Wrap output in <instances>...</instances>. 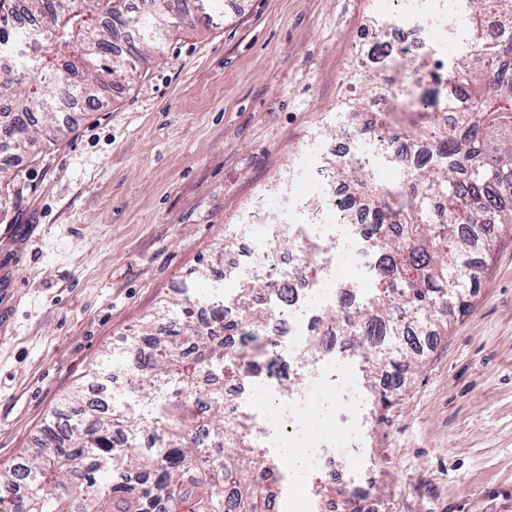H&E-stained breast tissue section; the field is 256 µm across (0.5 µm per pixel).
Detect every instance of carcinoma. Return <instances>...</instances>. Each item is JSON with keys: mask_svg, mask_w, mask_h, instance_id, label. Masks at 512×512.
I'll list each match as a JSON object with an SVG mask.
<instances>
[{"mask_svg": "<svg viewBox=\"0 0 512 512\" xmlns=\"http://www.w3.org/2000/svg\"><path fill=\"white\" fill-rule=\"evenodd\" d=\"M0 0V153H20L44 137L61 140L68 127L58 105L69 102L94 111L112 81L154 59L156 43L179 28L178 11L212 18L213 0ZM487 0H460L466 18L464 51L454 57L438 83L458 95L448 127L422 133L424 154L404 180L384 184L354 162L336 164L349 198L374 218L363 239L380 253L374 281L380 289L367 305L327 322H343L359 347L381 345L385 337L413 344L414 336L436 325L441 308L469 306L475 287L468 256L479 238L465 231L484 224H512V0H497L496 28L487 27ZM415 56L394 55L388 68L416 74ZM49 80L34 87L26 73ZM395 76L372 73L350 112H360L382 82ZM418 112H431L438 97H412ZM17 180L0 170V201L20 198ZM260 291L253 282L238 288L242 322L212 331L176 316L181 330L161 336L152 326L101 367L127 370L129 389L115 405L102 408L78 388L68 400L94 417L89 426L62 418L22 461L0 470V484L23 489L6 512H268L281 486L266 483L263 453L250 440L251 418L224 417L223 391L206 388L201 369L236 374L239 368L269 369L257 350L264 315L251 304ZM369 378L389 367L414 371L404 350L364 356ZM205 400L201 412L195 402ZM212 433L214 447L194 440Z\"/></svg>", "mask_w": 512, "mask_h": 512, "instance_id": "obj_1", "label": "carcinoma"}]
</instances>
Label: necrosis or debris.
Wrapping results in <instances>:
<instances>
[{
  "mask_svg": "<svg viewBox=\"0 0 512 512\" xmlns=\"http://www.w3.org/2000/svg\"><path fill=\"white\" fill-rule=\"evenodd\" d=\"M457 13L456 0H404L391 17V32L400 50L419 57L447 60L454 49L445 25ZM415 141L386 139L380 126L367 125L346 143L344 157L371 172H379L378 159L412 155ZM314 193L284 198L280 206L263 219L243 225L239 238L247 252L256 256L273 254L274 275L269 291L258 297L255 306L263 312L261 334L274 350L306 348L317 367L314 388H302L286 395L270 381L248 373L235 375L226 389L234 408H255L254 437L271 447L286 444L288 431L312 420L324 425L321 433H310V452L305 468L332 481L347 479L359 465V434L352 416L340 415V408L356 407L359 397L346 377L345 356L322 346L326 331L320 321L324 308L348 303L336 285L345 267H365L359 235L367 218L361 213L340 216L336 205L340 196L334 169L316 166L306 173ZM336 241L335 264L315 265L310 240Z\"/></svg>",
  "mask_w": 512,
  "mask_h": 512,
  "instance_id": "necrosis-or-debris-1",
  "label": "necrosis or debris"
}]
</instances>
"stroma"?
<instances>
[{"mask_svg": "<svg viewBox=\"0 0 512 512\" xmlns=\"http://www.w3.org/2000/svg\"><path fill=\"white\" fill-rule=\"evenodd\" d=\"M392 0H222L212 21L169 37L146 73L93 112H65L61 141L10 156L24 184L0 241L12 292L0 302V469L20 462L73 390L95 391L110 349L193 285L238 287L241 264L200 279L245 215L274 205L297 169L335 160L342 101L360 93L365 27ZM473 254L467 312L420 337L415 372L372 410L363 360L350 375L355 480L315 477L336 503L365 486L377 512H512V230Z\"/></svg>", "mask_w": 512, "mask_h": 512, "instance_id": "obj_1", "label": "stroma"}]
</instances>
